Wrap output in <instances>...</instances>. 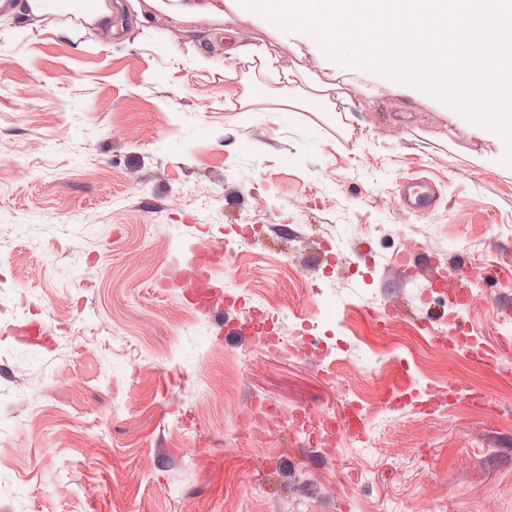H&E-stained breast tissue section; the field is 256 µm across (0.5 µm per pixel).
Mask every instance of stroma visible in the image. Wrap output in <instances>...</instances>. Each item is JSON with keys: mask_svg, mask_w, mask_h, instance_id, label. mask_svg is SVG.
<instances>
[{"mask_svg": "<svg viewBox=\"0 0 512 512\" xmlns=\"http://www.w3.org/2000/svg\"><path fill=\"white\" fill-rule=\"evenodd\" d=\"M221 18L0 13V512H512V167L442 100L330 58L226 0ZM293 75L230 64L215 30ZM208 69L194 65L198 56ZM236 76H224L227 66ZM340 84L345 109L320 100ZM427 178L435 207L398 203ZM211 274L297 357L227 336L166 287ZM495 267L449 315L433 261ZM468 327L470 347L421 327ZM352 343L302 353L298 337ZM497 353L478 364L471 348ZM408 385L368 447L330 452L250 403L341 413ZM489 407L425 414L427 383Z\"/></svg>", "mask_w": 512, "mask_h": 512, "instance_id": "stroma-1", "label": "stroma"}]
</instances>
